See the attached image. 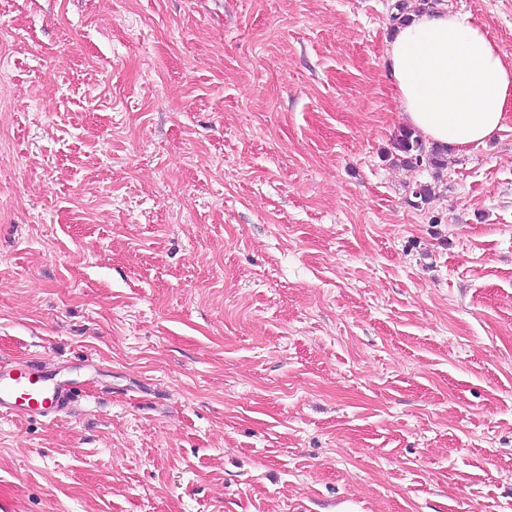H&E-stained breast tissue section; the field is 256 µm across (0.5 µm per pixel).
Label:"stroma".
<instances>
[{
	"instance_id": "1",
	"label": "stroma",
	"mask_w": 512,
	"mask_h": 512,
	"mask_svg": "<svg viewBox=\"0 0 512 512\" xmlns=\"http://www.w3.org/2000/svg\"><path fill=\"white\" fill-rule=\"evenodd\" d=\"M401 1L0 0L11 512H512V103L400 163ZM394 148L401 153L406 164L412 167H434L443 169L447 163L445 153L448 148L428 147L416 134L409 129H402L395 138ZM46 368L29 361L22 368L0 367V412L52 418L76 397L77 390L52 382Z\"/></svg>"
}]
</instances>
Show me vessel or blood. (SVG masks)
I'll list each match as a JSON object with an SVG mask.
<instances>
[{
    "instance_id": "1",
    "label": "vessel or blood",
    "mask_w": 512,
    "mask_h": 512,
    "mask_svg": "<svg viewBox=\"0 0 512 512\" xmlns=\"http://www.w3.org/2000/svg\"><path fill=\"white\" fill-rule=\"evenodd\" d=\"M74 388L54 383L46 368L27 362L20 368L0 367V412L20 418L56 416L74 400Z\"/></svg>"
}]
</instances>
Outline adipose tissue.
Wrapping results in <instances>:
<instances>
[{
    "label": "adipose tissue",
    "mask_w": 512,
    "mask_h": 512,
    "mask_svg": "<svg viewBox=\"0 0 512 512\" xmlns=\"http://www.w3.org/2000/svg\"><path fill=\"white\" fill-rule=\"evenodd\" d=\"M387 57L403 119L429 142L481 144L503 129L512 61L469 14L414 15L398 26Z\"/></svg>",
    "instance_id": "obj_1"
}]
</instances>
